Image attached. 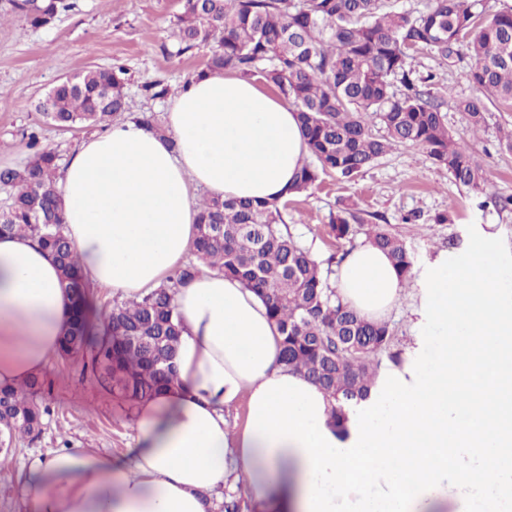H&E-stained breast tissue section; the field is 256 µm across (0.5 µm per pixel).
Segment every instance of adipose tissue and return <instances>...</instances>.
I'll use <instances>...</instances> for the list:
<instances>
[{"mask_svg": "<svg viewBox=\"0 0 512 512\" xmlns=\"http://www.w3.org/2000/svg\"><path fill=\"white\" fill-rule=\"evenodd\" d=\"M166 120L165 135L128 119L89 136L59 181L84 277L125 299L184 261L197 189L281 202L306 155L291 106L249 78L193 77ZM336 292L375 321L403 295L395 267L368 242L339 267ZM174 304L176 383L137 405L122 457L33 460L28 512H210L238 481L255 512H470L473 491L512 495V288L493 234L464 262L429 263L416 323L443 336L441 349L427 361L407 348L367 399L344 404L340 426L330 397L281 364L277 328L240 282L206 270ZM70 309L49 253L0 236V386L43 371ZM241 401L245 422L229 427L224 412Z\"/></svg>", "mask_w": 512, "mask_h": 512, "instance_id": "adipose-tissue-1", "label": "adipose tissue"}]
</instances>
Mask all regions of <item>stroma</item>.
<instances>
[{"instance_id": "obj_1", "label": "stroma", "mask_w": 512, "mask_h": 512, "mask_svg": "<svg viewBox=\"0 0 512 512\" xmlns=\"http://www.w3.org/2000/svg\"><path fill=\"white\" fill-rule=\"evenodd\" d=\"M70 2V9L50 25L35 28L11 13L7 0H0V168H20L28 162L24 131L36 130L65 162L90 135V128L62 129L38 113V102L60 78L120 63L126 70L127 116H150L161 125L169 101L147 97L144 85L157 80L179 87L204 67L211 54L208 45L182 55L176 52L172 32L185 0ZM412 64L420 73L436 74L432 92L446 105L449 129L469 137L465 113L450 107L453 100L474 93L466 79V63L450 67L433 53L419 51ZM511 127L512 109L493 105L484 128L477 137H469L485 162L494 192L503 197L512 196V153L500 147V131ZM347 203L357 209L359 220L352 223L349 238L339 240L329 229V217ZM439 213L451 214V222L435 223ZM282 215L292 235L319 261L367 241L376 224L404 242L413 257V276L404 285L402 304L387 319L394 334L392 349L399 353L418 338L413 312L420 305L424 268L437 255L464 260L482 234L491 232L504 277L512 280V209L479 207L445 169L423 163L415 147L397 146L352 179L335 173L323 176L307 192L290 197ZM80 370L79 359H50L45 372L54 381L52 412L44 419L40 437H16L0 466V512H27L22 464L29 456L90 449L118 457L129 447L132 419L111 396L83 379Z\"/></svg>"}]
</instances>
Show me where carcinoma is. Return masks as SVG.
Returning <instances> with one entry per match:
<instances>
[{"label": "carcinoma", "instance_id": "obj_1", "mask_svg": "<svg viewBox=\"0 0 512 512\" xmlns=\"http://www.w3.org/2000/svg\"><path fill=\"white\" fill-rule=\"evenodd\" d=\"M11 10L42 27L69 7L66 0H9ZM173 35L178 51L212 45L206 72L257 73L271 82L297 114L309 159L292 191L301 193L321 176L360 174L396 144L421 150L425 160L444 168L454 183L476 198L512 205L488 192L482 159L467 140L445 123L443 102L420 89L433 75L417 76L412 53L429 50L453 66L469 57L466 76L476 95L454 102L477 135L488 105L512 103V10L488 13L483 0H427L416 12H397L386 0H185ZM126 70L120 65L91 68L81 87L55 86L56 112L42 116L59 127L78 123L108 127L126 111ZM379 120L374 130L370 118ZM33 154L22 168L0 169L7 197L0 209V236L29 237L57 263L71 296V322L58 356L82 359V371L98 387L136 403L174 383L173 359L180 321L174 294L199 267L190 263L138 300H121L103 314V329L92 330L85 309L90 288L65 234L62 198L56 190L59 155L28 137ZM345 207L330 217L338 239L351 233ZM369 241L388 254L401 279L413 274L405 245L376 225ZM205 267L238 280L267 306L282 337L281 361L319 385L339 405L364 399L380 372L378 355L390 349L387 322L369 321L344 306L330 283L332 269H321L309 249L290 232L278 202L220 196L202 200L193 243ZM53 380L34 377L16 389L0 387V447L16 435L40 431Z\"/></svg>", "mask_w": 512, "mask_h": 512}]
</instances>
